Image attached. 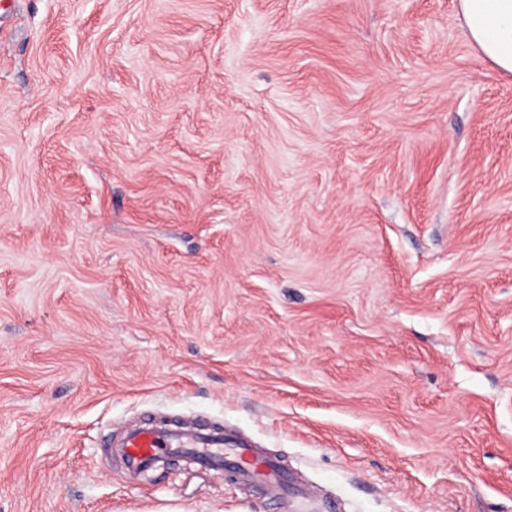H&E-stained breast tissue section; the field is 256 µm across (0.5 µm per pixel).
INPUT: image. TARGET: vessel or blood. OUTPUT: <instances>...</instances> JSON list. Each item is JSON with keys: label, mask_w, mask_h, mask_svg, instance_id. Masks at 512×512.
<instances>
[{"label": "vessel or blood", "mask_w": 512, "mask_h": 512, "mask_svg": "<svg viewBox=\"0 0 512 512\" xmlns=\"http://www.w3.org/2000/svg\"><path fill=\"white\" fill-rule=\"evenodd\" d=\"M179 449L196 457L199 463L231 469L236 481L260 489L264 496L284 500L306 493L301 484L289 479L287 470L265 448L234 436L142 428L126 435L121 453L128 471L140 473Z\"/></svg>", "instance_id": "obj_1"}]
</instances>
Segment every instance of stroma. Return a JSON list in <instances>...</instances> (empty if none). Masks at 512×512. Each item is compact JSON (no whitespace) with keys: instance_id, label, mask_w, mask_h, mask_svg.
<instances>
[{"instance_id":"obj_1","label":"stroma","mask_w":512,"mask_h":512,"mask_svg":"<svg viewBox=\"0 0 512 512\" xmlns=\"http://www.w3.org/2000/svg\"><path fill=\"white\" fill-rule=\"evenodd\" d=\"M164 415L316 495L107 454ZM0 512H512V75L457 0H0Z\"/></svg>"}]
</instances>
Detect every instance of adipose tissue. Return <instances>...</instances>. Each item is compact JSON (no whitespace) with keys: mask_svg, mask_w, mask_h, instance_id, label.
<instances>
[{"mask_svg":"<svg viewBox=\"0 0 512 512\" xmlns=\"http://www.w3.org/2000/svg\"><path fill=\"white\" fill-rule=\"evenodd\" d=\"M470 41L500 71L512 74V0H459Z\"/></svg>","mask_w":512,"mask_h":512,"instance_id":"1","label":"adipose tissue"}]
</instances>
